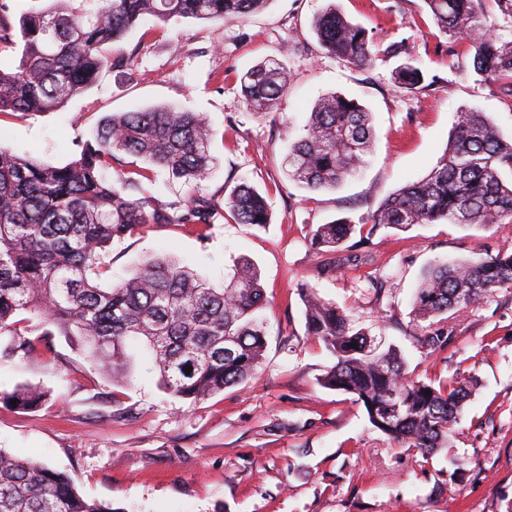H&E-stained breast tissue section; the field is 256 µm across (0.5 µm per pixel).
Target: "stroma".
I'll list each match as a JSON object with an SVG mask.
<instances>
[{"label":"stroma","mask_w":512,"mask_h":512,"mask_svg":"<svg viewBox=\"0 0 512 512\" xmlns=\"http://www.w3.org/2000/svg\"><path fill=\"white\" fill-rule=\"evenodd\" d=\"M336 2L377 48L405 41L433 86L412 94L392 78L396 60L355 67L323 54L314 17ZM424 0H271L226 23L185 19L133 31L132 80L102 71L58 112L0 117V145L62 166L75 142L115 112L180 104L203 113L217 164L207 191L248 182L272 221L259 229L225 218L207 233L166 226L117 239L102 261L108 281L168 257L223 287L242 257L258 268L266 303V351L254 378L191 404L165 393L148 354L117 384L64 336L53 354L9 355L0 335V392L45 391L20 411L0 401V448L67 472L79 492L124 512H512V288L449 316L446 348L424 349L412 292L438 260L512 253V223L417 224L372 230L392 193L425 177L442 156L455 115L476 106L512 138V102L490 92L461 42L435 38ZM279 61L285 95L264 116L249 112L241 76ZM338 93L371 112L375 146L366 166L333 190L289 179L286 157L308 112ZM352 220L355 240L316 249L310 232ZM336 304L355 328L396 348L408 376L439 384L456 372L471 395L447 448L422 456L370 423L353 396L324 388L332 360L306 334L301 287Z\"/></svg>","instance_id":"stroma-1"}]
</instances>
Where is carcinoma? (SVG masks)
Here are the masks:
<instances>
[{"instance_id":"carcinoma-1","label":"carcinoma","mask_w":512,"mask_h":512,"mask_svg":"<svg viewBox=\"0 0 512 512\" xmlns=\"http://www.w3.org/2000/svg\"><path fill=\"white\" fill-rule=\"evenodd\" d=\"M12 0H0V43L18 47L16 63L0 69V115L54 112L83 94L104 69L125 73L134 53L123 47L146 19L228 22L262 9L268 0H102L87 9L77 0H48L19 18ZM440 33L470 46L474 72L494 94L512 99V40L500 34L482 0H424ZM321 49L355 67L378 57L403 58L392 70L397 86L427 88L425 74L404 42L375 48L366 29L331 3L314 20ZM247 108L266 114L288 90V72L264 61L241 80ZM213 132L206 117L175 106H156L106 117L73 159L50 166L0 148V335H20L29 314L45 323L43 349L52 336L75 340L87 358L116 382L131 378L128 341L144 344L171 396L200 402L254 376L266 348L257 312L265 303L260 273L238 260L217 290L168 258H151L129 278L103 288L102 252L114 239L168 225L206 229L228 212L238 224L264 227L265 197L243 182L229 193L203 188L210 175ZM373 147V129L357 101L333 93L312 108L303 134L288 154V176L311 190L336 187L354 175ZM159 168L186 192L163 200L144 192L138 170L125 158ZM120 166L115 177L103 171ZM512 220V140L475 108L457 113L447 148L420 181L404 185L373 213V229L415 224L486 226ZM354 225L347 218L320 224L311 245L335 249ZM512 286V254H486L439 263L424 274L412 300L425 322L423 343L437 350L451 340L446 314L461 312L500 288ZM307 335L334 358L321 384L352 394L370 422L397 444L431 454L448 447L470 396L457 374L445 383L406 376L394 350L379 351L347 315L313 289L301 288ZM193 363L192 372L184 366ZM46 394L20 387L1 399L28 410ZM0 512H123L89 500L70 476L41 461L0 448Z\"/></svg>"}]
</instances>
